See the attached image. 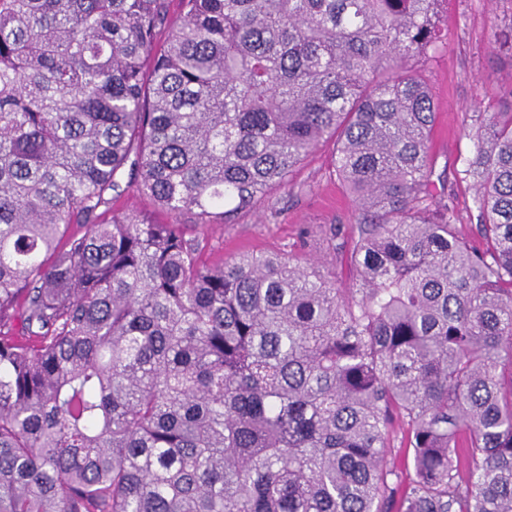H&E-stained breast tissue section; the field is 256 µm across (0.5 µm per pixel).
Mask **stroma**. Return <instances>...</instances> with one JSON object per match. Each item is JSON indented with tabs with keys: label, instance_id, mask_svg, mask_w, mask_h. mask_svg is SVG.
I'll return each mask as SVG.
<instances>
[{
	"label": "stroma",
	"instance_id": "obj_1",
	"mask_svg": "<svg viewBox=\"0 0 512 512\" xmlns=\"http://www.w3.org/2000/svg\"><path fill=\"white\" fill-rule=\"evenodd\" d=\"M447 45L424 68L438 109L432 152L454 195L458 228L476 237L473 191L455 172L472 150L471 135L482 112L512 110V52L495 48L494 35L512 23V0H448L443 6ZM332 143L298 165L286 186L235 213L229 223L200 229L204 259L243 252H289L325 258L323 231L351 224L355 206L329 175Z\"/></svg>",
	"mask_w": 512,
	"mask_h": 512
}]
</instances>
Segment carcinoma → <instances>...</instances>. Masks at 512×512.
I'll list each match as a JSON object with an SVG mask.
<instances>
[{
	"mask_svg": "<svg viewBox=\"0 0 512 512\" xmlns=\"http://www.w3.org/2000/svg\"><path fill=\"white\" fill-rule=\"evenodd\" d=\"M448 0H0V512H512V111L459 236ZM334 142L347 265L203 259ZM412 466L392 461L395 433Z\"/></svg>",
	"mask_w": 512,
	"mask_h": 512,
	"instance_id": "carcinoma-1",
	"label": "carcinoma"
}]
</instances>
